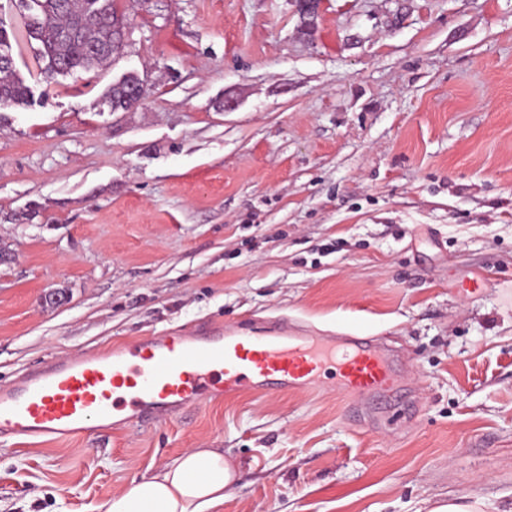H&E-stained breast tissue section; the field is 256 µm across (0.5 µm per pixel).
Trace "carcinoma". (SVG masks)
Listing matches in <instances>:
<instances>
[{
  "instance_id": "1",
  "label": "carcinoma",
  "mask_w": 512,
  "mask_h": 512,
  "mask_svg": "<svg viewBox=\"0 0 512 512\" xmlns=\"http://www.w3.org/2000/svg\"><path fill=\"white\" fill-rule=\"evenodd\" d=\"M127 17L118 12L115 0H40L38 13L27 24V34L43 59L55 61L62 73L93 70L120 56V36ZM112 47V53L96 50ZM140 82L131 73L108 89L106 102L114 111L129 108L132 90ZM30 88L11 66H0V108L29 104Z\"/></svg>"
}]
</instances>
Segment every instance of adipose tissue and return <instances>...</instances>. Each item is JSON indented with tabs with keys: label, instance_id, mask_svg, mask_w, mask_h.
Listing matches in <instances>:
<instances>
[{
	"label": "adipose tissue",
	"instance_id": "1",
	"mask_svg": "<svg viewBox=\"0 0 512 512\" xmlns=\"http://www.w3.org/2000/svg\"><path fill=\"white\" fill-rule=\"evenodd\" d=\"M234 479L222 452L193 448L107 499L99 512H216Z\"/></svg>",
	"mask_w": 512,
	"mask_h": 512
}]
</instances>
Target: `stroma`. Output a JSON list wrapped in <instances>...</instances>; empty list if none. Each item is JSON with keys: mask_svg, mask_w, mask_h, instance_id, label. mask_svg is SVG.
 I'll return each instance as SVG.
<instances>
[{"mask_svg": "<svg viewBox=\"0 0 512 512\" xmlns=\"http://www.w3.org/2000/svg\"><path fill=\"white\" fill-rule=\"evenodd\" d=\"M99 70L0 111V386L46 360L282 318L396 352L412 422L327 383L159 427L0 445V512H95L191 448L236 467L219 512L512 503V0H120ZM128 73L143 99L112 111ZM68 302L42 304L47 288ZM427 512H486L483 498L471 494H459L448 501H426Z\"/></svg>", "mask_w": 512, "mask_h": 512, "instance_id": "obj_1", "label": "stroma"}]
</instances>
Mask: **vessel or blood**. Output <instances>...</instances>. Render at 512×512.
Returning <instances> with one entry per match:
<instances>
[{
    "mask_svg": "<svg viewBox=\"0 0 512 512\" xmlns=\"http://www.w3.org/2000/svg\"><path fill=\"white\" fill-rule=\"evenodd\" d=\"M331 369L358 409L408 403L394 355L372 338L313 336L280 321L211 336L202 325L50 360L0 389V441L155 427L223 397L313 391Z\"/></svg>",
    "mask_w": 512,
    "mask_h": 512,
    "instance_id": "1",
    "label": "vessel or blood"
}]
</instances>
